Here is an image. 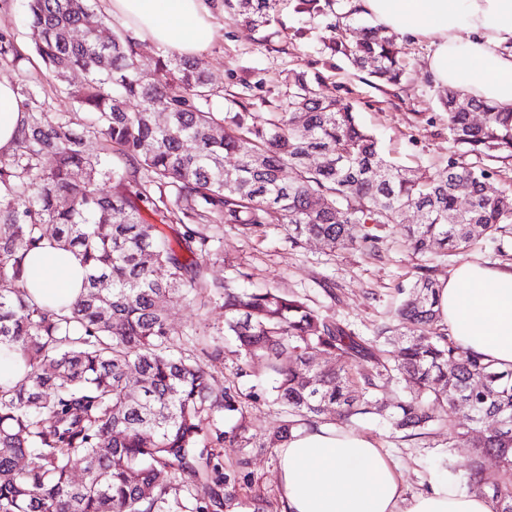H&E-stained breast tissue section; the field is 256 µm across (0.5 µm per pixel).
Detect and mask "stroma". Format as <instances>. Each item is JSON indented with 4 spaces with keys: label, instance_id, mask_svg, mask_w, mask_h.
<instances>
[{
    "label": "stroma",
    "instance_id": "1",
    "mask_svg": "<svg viewBox=\"0 0 512 512\" xmlns=\"http://www.w3.org/2000/svg\"><path fill=\"white\" fill-rule=\"evenodd\" d=\"M212 2V42L197 62L214 83L231 94L225 111H232L238 101L261 112L266 102L287 100L295 73L302 72L318 80L321 96L353 105L359 123L376 137L388 159L410 168H446L455 146L448 137V114L440 104L439 88L425 70L426 43L405 41V78L397 85H382L331 52L332 39L350 40L358 33L353 26L335 29L333 14L300 13L296 0H281L271 25L273 35L267 39L261 32L228 19L223 0ZM0 77L17 87L25 83L44 85L50 112L77 109L67 93L46 84L35 62L0 61ZM224 258L251 273L256 283L270 282L308 298L324 315L368 336L398 299L399 289L415 280L419 264L433 266L439 281L466 259L512 270V236L499 244L479 243L461 256H448L437 249L421 258L412 254L399 233L388 235L373 252L344 250L332 255L314 240L291 247L281 227L263 235H246L228 227L224 230ZM168 320L174 328L193 327L204 332L206 344L223 345V354L211 366L213 388L233 385L249 392L253 380L237 375L239 360L233 345L210 333L211 328L224 323L220 304L213 302L201 308L179 300L170 305ZM285 418L284 411L272 403L247 402L240 446L220 449L225 469L238 471L242 477L234 512H252L251 500L257 496L269 501L268 512H281L276 482L278 454L268 440ZM355 427L375 438L394 460L407 494L423 492L447 478V471L436 464L446 446L443 439L405 441L392 437L376 415L356 421Z\"/></svg>",
    "mask_w": 512,
    "mask_h": 512
}]
</instances>
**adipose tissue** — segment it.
Returning a JSON list of instances; mask_svg holds the SVG:
<instances>
[{
  "label": "adipose tissue",
  "mask_w": 512,
  "mask_h": 512,
  "mask_svg": "<svg viewBox=\"0 0 512 512\" xmlns=\"http://www.w3.org/2000/svg\"><path fill=\"white\" fill-rule=\"evenodd\" d=\"M114 21L140 42L196 57L213 24L206 0H106ZM361 13L399 39L429 46L426 70L440 87L512 111V0H356ZM25 121L15 88L0 80V155ZM86 271L73 253L51 249L26 265L34 299L75 298ZM442 321L461 347L512 370V272L471 260L438 292ZM282 512H493L492 502L440 483L405 496L392 459L353 428L320 424L293 430L278 449Z\"/></svg>",
  "instance_id": "adipose-tissue-1"
}]
</instances>
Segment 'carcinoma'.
Masks as SVG:
<instances>
[{
    "label": "carcinoma",
    "instance_id": "carcinoma-1",
    "mask_svg": "<svg viewBox=\"0 0 512 512\" xmlns=\"http://www.w3.org/2000/svg\"><path fill=\"white\" fill-rule=\"evenodd\" d=\"M279 0H224L229 16L266 30ZM301 13H331L336 29L357 11L346 0H298ZM29 37L44 74L78 111L52 114L34 85L17 89L27 114L16 147L0 157V346L22 363L19 382L0 379V512H224L238 500L235 472L211 448L237 447L245 404L230 386L211 388L212 358L189 347L194 328L174 330L175 300L224 306L216 335L231 339L239 374L263 378L288 415L271 441L319 423L350 426L383 414L404 440L448 433V448L472 449L453 485L476 491L493 512H512V371L460 347L442 323L439 283L418 267L407 297L370 338L309 299L228 265L224 227L250 233L277 226L288 242L318 240L336 253L374 251L401 229L414 254L434 244L466 251L512 233V196L491 194L489 161H512V112L448 88L442 105L457 152L445 171L388 161L353 107L318 95L303 73L271 112L242 104L226 112L210 76L176 53L153 74L97 0H27ZM329 49L390 85L405 73L404 47L362 28ZM20 59L15 34L0 30V60ZM483 120L474 124L471 113ZM236 158L230 168L224 156ZM52 156L55 165L44 159ZM318 158L314 165L308 163ZM417 224L402 225L405 211ZM50 243L88 269L72 303L35 302L25 290L26 255ZM329 355L336 366H321ZM50 416L52 424H44ZM497 419L482 434L477 426ZM35 452L42 464L19 467ZM498 469L489 472L484 458ZM82 468L77 481L73 471Z\"/></svg>",
    "mask_w": 512,
    "mask_h": 512
}]
</instances>
